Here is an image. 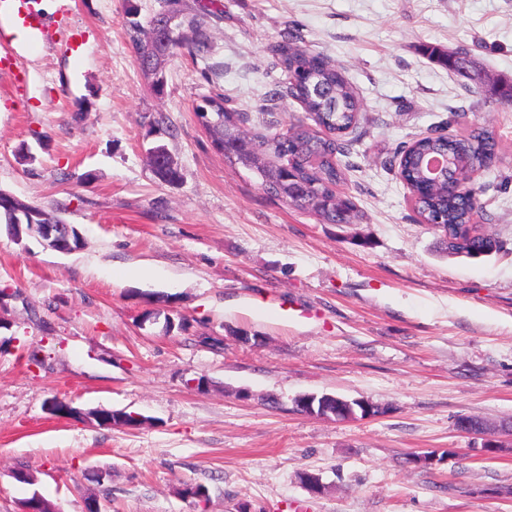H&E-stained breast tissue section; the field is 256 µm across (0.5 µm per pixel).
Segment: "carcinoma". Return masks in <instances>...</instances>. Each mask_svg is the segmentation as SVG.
Returning a JSON list of instances; mask_svg holds the SVG:
<instances>
[{"instance_id":"carcinoma-1","label":"carcinoma","mask_w":512,"mask_h":512,"mask_svg":"<svg viewBox=\"0 0 512 512\" xmlns=\"http://www.w3.org/2000/svg\"><path fill=\"white\" fill-rule=\"evenodd\" d=\"M173 8L139 20L138 8L127 9L125 34L135 50L139 65L157 95L164 92L167 64L181 50L207 62L211 40L207 20L182 0H170ZM302 40L295 29H284L268 45L280 69L275 97L290 95L297 100L307 119L283 130L242 140L238 137L244 113L228 105L220 93L202 98L196 114L212 144L235 167L251 172L268 196L307 210L328 224H350L356 217L353 197L341 190L345 167L339 156L347 150L344 137L356 128L362 117L358 95L340 69L322 55L298 45ZM421 52L429 60L453 73H460L465 59L439 46L425 44ZM495 101L512 104V81L498 79L489 87ZM150 156L155 177L164 184L182 180L177 162L165 147ZM496 153L489 132L472 127L444 137L423 136L405 142L397 151L399 168L409 192L413 210L423 224H441L450 254L477 257L487 255L499 244L486 236L468 237L474 201L448 192V175L482 165ZM438 156L441 170L433 174L429 159ZM22 206L34 215L37 224H65L67 220L37 204L0 193V224L14 223V211Z\"/></svg>"}]
</instances>
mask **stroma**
<instances>
[{"label":"stroma","instance_id":"stroma-1","mask_svg":"<svg viewBox=\"0 0 512 512\" xmlns=\"http://www.w3.org/2000/svg\"><path fill=\"white\" fill-rule=\"evenodd\" d=\"M127 2L40 0L50 36L30 52L0 28L11 57L0 66V190L60 211L83 238L62 254L0 225V512L35 494L57 512L92 499L101 512H512V107L418 52L463 47L512 79V0H195L220 74L175 57L160 95L126 39ZM288 26L362 104L341 158L350 224L267 196L196 116L219 92L251 135L302 117L296 100L273 96L267 44ZM474 125L496 140L498 163L475 184L478 222L500 248L470 258L417 223L395 153L412 136ZM158 142L178 184L147 163ZM267 296L303 319L244 314ZM169 314L184 327H167ZM35 348L43 363L30 361ZM306 394L383 413L313 417L295 407ZM56 396L145 422L57 417ZM462 417L484 421L485 436L461 432ZM487 438L498 443L489 458L477 452ZM18 467L33 482L16 480ZM187 484L207 502L184 497Z\"/></svg>","mask_w":512,"mask_h":512}]
</instances>
